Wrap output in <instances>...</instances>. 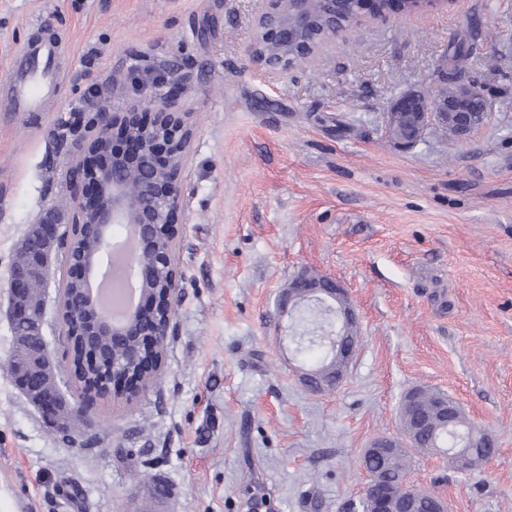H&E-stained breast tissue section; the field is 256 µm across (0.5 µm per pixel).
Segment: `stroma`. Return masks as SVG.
<instances>
[{"mask_svg": "<svg viewBox=\"0 0 512 512\" xmlns=\"http://www.w3.org/2000/svg\"><path fill=\"white\" fill-rule=\"evenodd\" d=\"M257 0H0V83L24 44L67 56L42 112H0V512H346L364 448L401 434L403 395L448 394L498 441L474 472L413 452L408 479L452 512H512V0H447L366 19L276 78L249 59ZM491 112L463 141L404 150L384 131L451 40ZM100 57L93 71L82 59ZM144 111L182 86L193 138L176 241L182 298L160 379L57 436L16 387L4 315L15 247L71 208L58 139L87 87ZM339 280L359 316L337 391L306 392L281 289Z\"/></svg>", "mask_w": 512, "mask_h": 512, "instance_id": "35a3bbf8", "label": "stroma"}]
</instances>
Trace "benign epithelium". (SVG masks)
I'll return each mask as SVG.
<instances>
[{
	"instance_id": "1",
	"label": "benign epithelium",
	"mask_w": 512,
	"mask_h": 512,
	"mask_svg": "<svg viewBox=\"0 0 512 512\" xmlns=\"http://www.w3.org/2000/svg\"><path fill=\"white\" fill-rule=\"evenodd\" d=\"M309 0H260L250 45L253 63L272 76L291 68L288 48L296 47L295 33L308 27ZM275 43L280 59H270L260 43ZM177 85L153 98L150 112H114L103 103L87 116L71 114L68 124L76 135L71 148L82 161L69 175L73 208L68 224L48 211L32 225L17 247L8 281L10 326L30 321L18 345L15 384L38 409L59 407L62 415L52 424L66 437L87 421L89 409L108 399L137 397L161 374L168 337L174 331L173 310L181 297L182 278L175 262L179 220L186 206L183 173L193 137L190 113L181 111ZM126 229L117 243L113 225ZM85 231L96 247L75 256L72 231ZM120 260L138 287L132 306L112 304L101 281L106 257ZM63 268L58 284L56 319L65 337L85 341L82 361L100 365V387L77 382L69 365L61 380L43 334L45 291L52 272ZM70 282L81 284L80 295L67 294ZM328 307L341 325L326 372L298 368L301 384L315 392H332L344 382L357 353V337L345 331L357 327L358 317L346 289L334 278L309 270L297 274L279 294L281 315L293 316L308 303ZM402 442L382 436L372 440L364 455L391 454ZM363 495L367 512H406V484L389 488L377 473H367Z\"/></svg>"
}]
</instances>
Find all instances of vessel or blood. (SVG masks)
Here are the masks:
<instances>
[{
    "label": "vessel or blood",
    "instance_id": "b4317fda",
    "mask_svg": "<svg viewBox=\"0 0 512 512\" xmlns=\"http://www.w3.org/2000/svg\"><path fill=\"white\" fill-rule=\"evenodd\" d=\"M60 55L56 40L29 43L18 51L12 62V77L0 90V109L7 112H37L60 78L56 61Z\"/></svg>",
    "mask_w": 512,
    "mask_h": 512
}]
</instances>
